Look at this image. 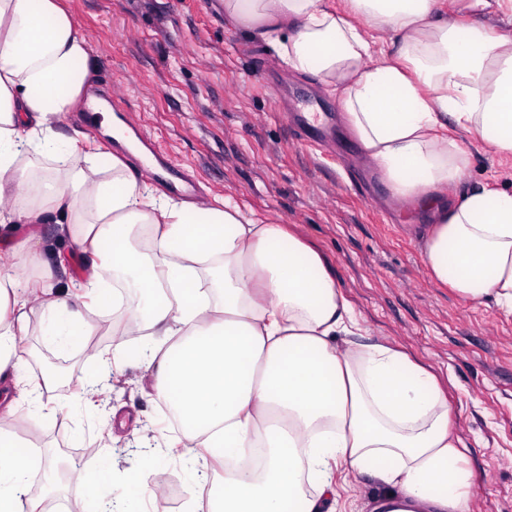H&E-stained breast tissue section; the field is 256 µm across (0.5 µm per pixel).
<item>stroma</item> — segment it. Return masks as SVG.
<instances>
[{
    "instance_id": "obj_1",
    "label": "stroma",
    "mask_w": 512,
    "mask_h": 512,
    "mask_svg": "<svg viewBox=\"0 0 512 512\" xmlns=\"http://www.w3.org/2000/svg\"><path fill=\"white\" fill-rule=\"evenodd\" d=\"M87 37L97 79L86 99H120L206 200L232 196L257 215L294 226L329 260L336 283L364 320L363 340L393 343L452 380L453 426L468 450L477 484L472 512H512V315L464 300L428 275L420 236L421 208L397 200L363 155L335 94L287 70L274 49L244 37L215 0H62ZM334 130L326 152L295 132L297 113ZM465 187L512 190V157L471 151ZM40 246L61 258L56 280L80 281L84 258L56 224L40 225ZM128 336L127 367L109 394L126 426L115 447L98 435L106 409L77 405L80 383L96 370L90 353H62L41 336L23 345L25 371L58 366L63 381L36 405H23L4 425L36 456H54L66 471L49 505L92 512L93 501L72 478L99 477L100 496L126 490L108 464H132L140 432L173 435L163 403L154 400L138 365L146 344ZM144 467L146 487L164 491L162 512H187L196 489L183 460L158 452Z\"/></svg>"
}]
</instances>
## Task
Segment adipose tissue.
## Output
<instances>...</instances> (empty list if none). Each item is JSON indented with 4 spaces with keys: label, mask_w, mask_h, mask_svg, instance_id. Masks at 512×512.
<instances>
[{
    "label": "adipose tissue",
    "mask_w": 512,
    "mask_h": 512,
    "mask_svg": "<svg viewBox=\"0 0 512 512\" xmlns=\"http://www.w3.org/2000/svg\"><path fill=\"white\" fill-rule=\"evenodd\" d=\"M236 31L339 98L362 153L395 198L430 214V278L512 314V192L461 189L467 136L512 156V0H468L506 18L497 34L452 20L444 0H220ZM96 76L85 36L56 0H0V239L56 220L84 257L78 292L58 288L36 235L0 275V422L53 391L55 373L8 384L37 334L84 345L105 302L146 336L140 366L179 433L169 441L207 512H337L347 477L375 485L370 512H472L475 481L430 367L357 342L361 317L322 255L228 197L192 203L66 133ZM447 198H439L440 188ZM149 230L141 248L135 228ZM35 456L0 429V512L30 497Z\"/></svg>",
    "instance_id": "obj_1"
}]
</instances>
